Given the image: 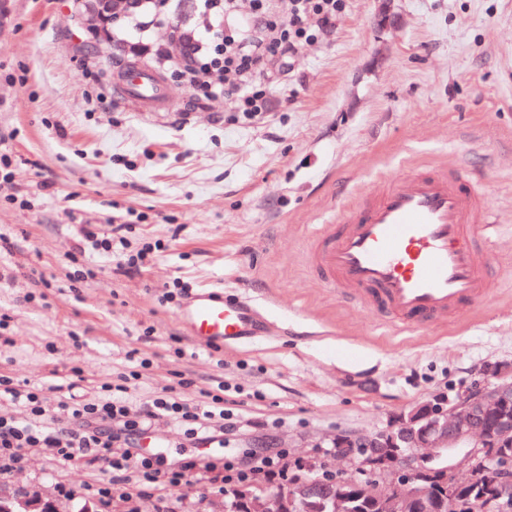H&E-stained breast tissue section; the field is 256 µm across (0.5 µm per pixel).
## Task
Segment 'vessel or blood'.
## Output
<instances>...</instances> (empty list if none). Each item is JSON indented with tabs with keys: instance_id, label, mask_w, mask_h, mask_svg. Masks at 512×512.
Here are the masks:
<instances>
[{
	"instance_id": "1",
	"label": "vessel or blood",
	"mask_w": 512,
	"mask_h": 512,
	"mask_svg": "<svg viewBox=\"0 0 512 512\" xmlns=\"http://www.w3.org/2000/svg\"><path fill=\"white\" fill-rule=\"evenodd\" d=\"M116 90L149 112L168 107L164 85L146 70L125 71ZM490 225L491 210L469 173L415 170L344 205L312 239L306 260L339 296L367 305L394 328L421 330L490 295ZM178 321L194 345L209 350L273 329L254 299L208 288L183 303Z\"/></svg>"
}]
</instances>
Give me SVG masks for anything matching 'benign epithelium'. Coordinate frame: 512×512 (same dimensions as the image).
Listing matches in <instances>:
<instances>
[{
    "label": "benign epithelium",
    "mask_w": 512,
    "mask_h": 512,
    "mask_svg": "<svg viewBox=\"0 0 512 512\" xmlns=\"http://www.w3.org/2000/svg\"><path fill=\"white\" fill-rule=\"evenodd\" d=\"M141 0H88L90 29L100 34L129 18ZM399 15L393 0H380L375 15L381 27L395 26ZM192 33L171 26L166 46L182 56ZM512 363H488L482 380L450 402L437 394L401 413L383 430L338 434L331 441L335 455L351 467L334 477L336 488L324 508L347 512V492L362 480L374 488L382 512H433L429 479L439 477L453 494L462 486H488L478 504L481 512H503L512 496L500 478L512 475ZM464 466L468 476L455 470ZM325 467L302 460V474L272 485L258 481L239 492L248 512H299L312 496L316 474ZM0 512H71L50 497L20 492L0 484Z\"/></svg>",
    "instance_id": "obj_1"
}]
</instances>
